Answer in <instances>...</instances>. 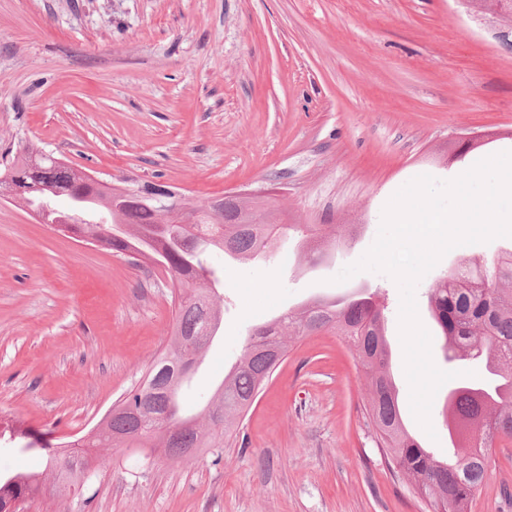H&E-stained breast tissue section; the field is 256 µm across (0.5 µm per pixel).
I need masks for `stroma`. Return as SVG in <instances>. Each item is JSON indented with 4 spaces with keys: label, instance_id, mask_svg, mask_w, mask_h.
I'll return each mask as SVG.
<instances>
[{
    "label": "stroma",
    "instance_id": "35a3bbf8",
    "mask_svg": "<svg viewBox=\"0 0 512 512\" xmlns=\"http://www.w3.org/2000/svg\"><path fill=\"white\" fill-rule=\"evenodd\" d=\"M29 144L112 185L155 183L189 200L264 188L288 223L341 225L343 241L316 262L294 236L271 258L211 253L223 319L191 405L210 399L254 327L360 289L386 306L406 401L397 284L335 277L370 248L408 181L451 180L512 151V17L459 0H0V170ZM511 249L508 237L455 247L419 282L440 369L451 365L431 290L464 261ZM174 323L171 281L156 264L79 243L0 201V424L56 443L83 436L138 383ZM447 394L433 400L434 435L405 416L440 458ZM366 395L335 332L290 340L220 457L113 448L82 491H49L25 510L429 512L382 463ZM468 512H512V443L493 454Z\"/></svg>",
    "mask_w": 512,
    "mask_h": 512
}]
</instances>
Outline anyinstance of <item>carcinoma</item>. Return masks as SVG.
<instances>
[{"mask_svg": "<svg viewBox=\"0 0 512 512\" xmlns=\"http://www.w3.org/2000/svg\"><path fill=\"white\" fill-rule=\"evenodd\" d=\"M42 169L37 196L24 195L14 201L25 206L49 208V202L77 192L87 197L81 209L69 210L74 233L101 243L112 252L143 253L148 250L156 264L171 275L175 326L170 344L154 358L143 379L127 396L112 406L108 429L83 442L88 448H112L116 434H136L139 442L162 450L165 458L179 461L189 450L209 444L216 448L219 437L246 414L264 383L278 364L274 352L287 353L283 332L309 336L330 330L344 337L368 376L366 414L397 471L413 480L414 490L427 501L432 512H466L469 501L485 483L492 448L497 441L512 440V251L487 266L463 263L452 270L437 288L430 303L434 320L444 338L446 359L466 361L485 357L489 380L457 384L448 389L447 409L457 435L467 442L454 458L443 460L422 447L405 427L399 393L389 373L390 345L386 336L383 307L370 295L346 301L317 299L282 314L275 322L255 327L245 352L224 376L201 415L204 431L194 417L175 411L185 377L202 359L211 337L201 333L208 322L209 307L222 297L212 295L209 283L218 281L207 255L224 250L246 261L267 252V240L293 228L277 221V210L265 199L246 201L213 217L208 202L190 203L177 198L181 216L190 221L189 238L176 239L160 204L142 197L128 206L113 204L112 192L86 181L83 171L58 164L53 155L28 147L13 166L23 168L32 157ZM112 236H103L106 228ZM340 238L336 228L306 230L302 247L311 255L325 256ZM145 397L148 406L138 413L120 405ZM23 449L41 451L47 457L46 475L59 482L51 469L53 444L33 429L19 432ZM44 482L36 474L0 476V502L40 495Z\"/></svg>", "mask_w": 512, "mask_h": 512, "instance_id": "carcinoma-1", "label": "carcinoma"}]
</instances>
